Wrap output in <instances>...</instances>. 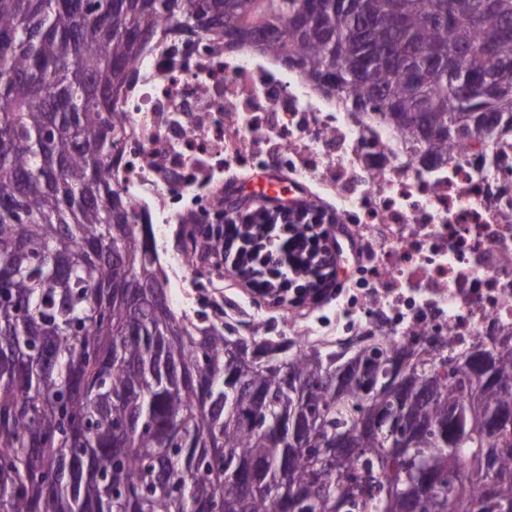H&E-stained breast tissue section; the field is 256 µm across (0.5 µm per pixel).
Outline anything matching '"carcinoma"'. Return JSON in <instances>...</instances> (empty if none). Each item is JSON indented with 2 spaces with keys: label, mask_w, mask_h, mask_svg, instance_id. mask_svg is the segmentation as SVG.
<instances>
[{
  "label": "carcinoma",
  "mask_w": 512,
  "mask_h": 512,
  "mask_svg": "<svg viewBox=\"0 0 512 512\" xmlns=\"http://www.w3.org/2000/svg\"><path fill=\"white\" fill-rule=\"evenodd\" d=\"M0 0V512H512V351L297 349L169 299L108 177L168 18L446 154L512 117V0Z\"/></svg>",
  "instance_id": "obj_1"
}]
</instances>
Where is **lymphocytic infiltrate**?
<instances>
[{
  "label": "lymphocytic infiltrate",
  "instance_id": "obj_1",
  "mask_svg": "<svg viewBox=\"0 0 512 512\" xmlns=\"http://www.w3.org/2000/svg\"><path fill=\"white\" fill-rule=\"evenodd\" d=\"M335 213L309 201L260 205L228 199L219 223L197 228L199 260L220 256L224 275L254 300L279 307L325 302L343 283L342 254L359 255L342 238Z\"/></svg>",
  "mask_w": 512,
  "mask_h": 512
}]
</instances>
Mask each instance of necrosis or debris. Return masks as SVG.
Instances as JSON below:
<instances>
[{
	"instance_id": "1",
	"label": "necrosis or debris",
	"mask_w": 512,
	"mask_h": 512,
	"mask_svg": "<svg viewBox=\"0 0 512 512\" xmlns=\"http://www.w3.org/2000/svg\"><path fill=\"white\" fill-rule=\"evenodd\" d=\"M127 137L110 174L137 223L166 241L215 223L224 190L273 168L318 189L364 249L357 285L332 317L291 320L304 345L437 336L439 359L484 343L512 348V140H469L439 163L415 140L316 93L274 60L148 45L115 102Z\"/></svg>"
}]
</instances>
